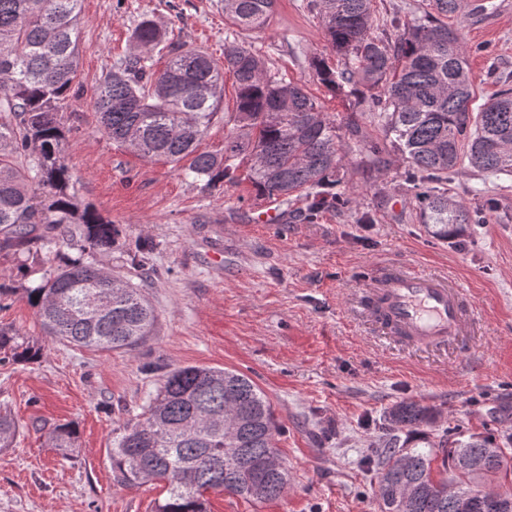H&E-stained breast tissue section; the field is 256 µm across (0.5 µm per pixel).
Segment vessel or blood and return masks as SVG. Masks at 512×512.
<instances>
[{"label": "vessel or blood", "instance_id": "1", "mask_svg": "<svg viewBox=\"0 0 512 512\" xmlns=\"http://www.w3.org/2000/svg\"><path fill=\"white\" fill-rule=\"evenodd\" d=\"M367 314L388 333L416 344H433L468 323L460 290L430 274L389 268L367 280Z\"/></svg>", "mask_w": 512, "mask_h": 512}]
</instances>
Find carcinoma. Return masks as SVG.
Returning a JSON list of instances; mask_svg holds the SVG:
<instances>
[{
	"instance_id": "carcinoma-1",
	"label": "carcinoma",
	"mask_w": 512,
	"mask_h": 512,
	"mask_svg": "<svg viewBox=\"0 0 512 512\" xmlns=\"http://www.w3.org/2000/svg\"><path fill=\"white\" fill-rule=\"evenodd\" d=\"M82 0H0V253L23 256L18 268L39 272L40 256L76 252L34 288L23 289L49 336L79 347L132 351L155 323L141 289L104 263L124 228L78 202L65 155L59 117L75 78ZM340 68L315 58L318 80L332 93L349 86L406 161L403 181L416 190L420 220L435 240L446 242L477 224L481 212L448 194V175L463 161L486 174L512 173V87L504 85L473 112V80L467 50L440 17L458 0H425L428 11L396 24L395 39L373 37L372 0H316ZM232 27L224 38V63L185 43L164 41L152 19L136 27L130 51L117 59L93 102L102 130L137 156L177 162L193 156L188 174L204 186L245 175L256 195L308 201L307 217L348 205L331 192L342 182L339 142L362 165L384 166L379 143L365 140L356 121L346 127L323 112L304 90L273 71L242 32L269 26L276 0H222ZM166 49L164 70H154L153 51ZM236 89V132L218 157L197 152L204 132L224 103V73ZM154 245L145 240L129 255L146 267ZM19 333L0 327V351L30 359L36 350ZM434 419L430 407L400 402L386 415L388 433L371 453L381 512H463L460 497L488 480L512 479V450L481 433L448 427L424 437ZM19 424L0 413V447L8 448ZM419 437L420 448L398 433ZM280 427L270 400L236 370L189 365L161 380L155 397L128 420L108 449L112 472L124 484L167 485L155 512H208L205 494L228 492L256 502L288 490V469L258 470L278 456ZM76 430L58 426L55 448H71Z\"/></svg>"
}]
</instances>
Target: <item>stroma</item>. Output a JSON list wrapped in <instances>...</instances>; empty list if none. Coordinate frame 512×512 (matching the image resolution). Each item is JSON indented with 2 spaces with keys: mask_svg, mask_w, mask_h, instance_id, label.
Segmentation results:
<instances>
[{
  "mask_svg": "<svg viewBox=\"0 0 512 512\" xmlns=\"http://www.w3.org/2000/svg\"><path fill=\"white\" fill-rule=\"evenodd\" d=\"M309 0H277L267 29L246 42L338 124L356 111V94L328 92L311 62L340 59ZM464 0L449 16L467 46L474 103L482 105L512 75V0L487 10ZM423 0H372L371 35H393ZM77 76L66 100L67 163L74 191L125 233L106 264L141 288L156 314L135 351L77 347L46 336L17 292L0 298V325L19 330L34 359L0 362V411L20 425L0 448V512H153L158 483L115 480L108 450L129 415L154 397L162 376L187 365L238 370L269 397L283 433L277 446L288 491L255 503L209 493L210 512H379L377 478L360 459L375 440L371 421L414 400L436 411L433 432L459 425L512 440V174L486 176L461 164L451 194L495 211L461 241L431 239L413 189L401 178L398 150L370 118L364 134L386 161L373 170L344 159L338 193L352 206L303 218L306 201L280 202L287 229L259 224L260 199L249 181L207 188L185 178L187 161H147L112 142L93 107L99 83L131 45L146 18L170 40L224 57L227 22L218 0H82ZM152 239L154 273L142 278L127 256ZM400 264L458 284L474 308L463 336L421 346L389 336L366 313L361 281L382 264ZM72 424L69 452L52 448L56 426Z\"/></svg>",
  "mask_w": 512,
  "mask_h": 512,
  "instance_id": "35a3bbf8",
  "label": "stroma"
}]
</instances>
